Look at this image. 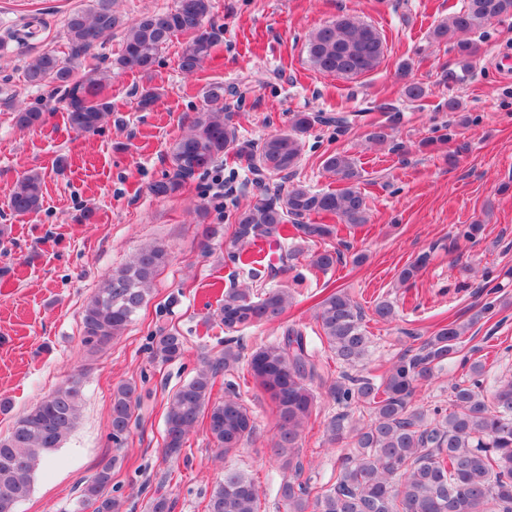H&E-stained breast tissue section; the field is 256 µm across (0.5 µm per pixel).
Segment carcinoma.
Returning a JSON list of instances; mask_svg holds the SVG:
<instances>
[{
	"label": "carcinoma",
	"mask_w": 512,
	"mask_h": 512,
	"mask_svg": "<svg viewBox=\"0 0 512 512\" xmlns=\"http://www.w3.org/2000/svg\"><path fill=\"white\" fill-rule=\"evenodd\" d=\"M114 2L88 0L86 8L65 20L67 57L45 52L31 58L24 68L28 85H52L61 91L59 102L67 124L78 133L97 130L112 111L106 94L110 73L90 60L113 31H121L122 40L112 67L142 73L153 70L173 38L186 36L178 68L191 75L209 58L220 36L217 29L206 26L213 0H176L170 10L143 13L129 22L114 10ZM509 16L512 0H466L462 9L436 25L432 39L452 44L467 67L479 55L480 46L458 35ZM306 49L313 69L345 78L375 70L386 53L378 29L348 15L312 31ZM412 68L407 60L398 64L404 95L417 101L426 96L428 87L411 77ZM226 93L222 83L203 89L205 106L192 127L174 142L170 169L149 186L152 195L167 198L180 194L196 174L223 156L245 160L256 192L245 206L233 210L232 237L239 248L228 254L231 262L242 266L255 264L245 246L286 236L290 226L299 242L286 254L288 261L303 253V244L336 237L342 225L355 228L368 223L369 208L359 187L361 168L345 152H333L324 160V170L338 183L334 190L316 191L300 180L283 190L266 185V179L273 175H296L305 136L315 126L345 128L363 120V115L297 112L289 129L255 142L240 133L233 113L224 107ZM400 120L399 112L388 113V123L372 125L368 140L385 142L388 130ZM14 121L21 128L39 126L43 109H21L15 112ZM42 195L43 177L30 171L15 184L8 206L14 213L25 215L40 208ZM320 216H333L338 223H310ZM166 260L162 245L148 243L104 278L81 315V343L88 352L97 353L123 335ZM429 260L428 252L418 255L402 269L400 282L416 279ZM339 261L340 253L331 249L308 254L309 265L322 272ZM291 300L287 288H272L257 297L248 288H229L216 316L228 331L272 325L281 320ZM500 309L497 301H485L468 322L452 321L442 326L376 377L349 374L371 347V337L353 300L346 292L334 289L317 303L315 320L320 337L336 360L346 366L330 391L343 411L328 421L326 434L330 442L352 448L330 486L316 487L299 480L303 470L299 441L315 414L313 384L323 381L316 350L304 331L295 327L284 331L282 341L254 350L246 361L247 372L275 405L273 454L281 468L292 473L282 479L277 491L283 512H512V375L501 379L488 395L483 387L484 365L475 359L466 378L452 384L448 407L426 410L413 403L418 388L461 352L467 330L484 318L494 317ZM149 350L154 360H175L184 352V337L164 330L151 337ZM241 359L239 342L224 339V352L203 362L168 399L165 459L180 457L187 435L202 420L206 421L209 442L221 454L252 437L254 420L239 397L236 382L226 380L224 399L211 401L218 371H230ZM82 400L81 381L69 380L17 418L7 435L0 436V512H15L16 495L30 494L37 471L50 462L74 430ZM139 401L138 388L131 383L113 389L110 435L114 444L125 440ZM113 467V462L105 463L87 481L71 512H120L121 503L109 494ZM258 503L254 482L229 468L205 501L204 512H258ZM173 508L167 494L154 492L151 512H173Z\"/></svg>",
	"instance_id": "carcinoma-1"
}]
</instances>
